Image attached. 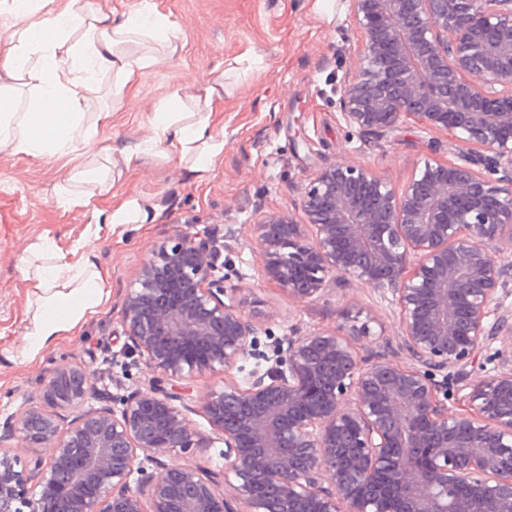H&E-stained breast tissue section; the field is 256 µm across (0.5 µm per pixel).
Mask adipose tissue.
<instances>
[{
    "label": "adipose tissue",
    "instance_id": "ef3b65f1",
    "mask_svg": "<svg viewBox=\"0 0 512 512\" xmlns=\"http://www.w3.org/2000/svg\"><path fill=\"white\" fill-rule=\"evenodd\" d=\"M50 0H0V16L10 30L0 44V68L18 78L30 95L28 109L12 111L15 88L0 84V148L31 156L80 153L93 140L110 112L87 114V93L99 77L112 78L113 93H122L138 71L164 58L179 30L175 20L159 13L145 0L135 14L117 16L95 11L81 0L69 9L52 12ZM198 108L178 112L157 105L148 119L144 140L122 147L107 146L87 157L72 182L60 184L59 201L69 209L90 212V237L101 240L120 233L127 224H149L157 215L139 197L129 195L109 209L97 208L95 192L109 191L113 169L131 172L149 155L177 154L187 171L201 179L224 149L212 122L215 108L224 101V79L217 76L197 95ZM59 111H50V103ZM94 185V192L73 190V183ZM22 275L35 307L31 329L21 357L34 362L82 324L107 301L105 279L95 248L65 245L54 239L33 243L21 260Z\"/></svg>",
    "mask_w": 512,
    "mask_h": 512
}]
</instances>
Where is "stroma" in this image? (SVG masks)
Wrapping results in <instances>:
<instances>
[{
	"label": "stroma",
	"instance_id": "obj_1",
	"mask_svg": "<svg viewBox=\"0 0 512 512\" xmlns=\"http://www.w3.org/2000/svg\"><path fill=\"white\" fill-rule=\"evenodd\" d=\"M157 11L177 21L174 54L164 64L141 71L122 95L111 79L92 93L94 109L112 114L100 126L89 151L123 145L148 132L151 107L182 102L200 85L199 73L225 72L224 151L207 177H183L173 157H146L132 173L115 178L99 204L109 208L130 194L159 206L154 223L126 225L122 234L97 241L106 273L107 304L75 336L60 340L31 364L18 353L30 330L28 293L21 259L41 237L83 240L87 220L58 203L57 185L77 165L68 155H16L0 149V424L36 403L41 380L57 365L73 362L94 375V406L109 405L147 390L151 370L127 346L122 312L126 289L144 258L175 235L214 242L218 272L239 309L258 328L256 353L236 369L210 373L190 385L184 398L196 435L188 453L172 463L224 465V442L209 423L203 396L220 391L225 380L245 383L266 370L273 344L288 336L372 320L373 348H397V307L392 295L342 280L323 296L290 302L262 277L254 243L257 213L297 214L299 191L325 168L341 162L371 167L403 185L426 159L458 163L452 133L406 119L393 134L372 139L347 126L340 114V89L355 62L358 34L346 0H152Z\"/></svg>",
	"mask_w": 512,
	"mask_h": 512
}]
</instances>
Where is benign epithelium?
I'll return each instance as SVG.
<instances>
[{"instance_id": "7a95c632", "label": "benign epithelium", "mask_w": 512, "mask_h": 512, "mask_svg": "<svg viewBox=\"0 0 512 512\" xmlns=\"http://www.w3.org/2000/svg\"><path fill=\"white\" fill-rule=\"evenodd\" d=\"M348 9L359 44L346 125L382 138L413 116L453 130L460 162L428 159L401 188L327 168L302 192L304 220L261 217L256 245L263 278L292 301L337 279L391 293L408 360L367 347L368 321L290 336L271 367L206 395L224 469L169 463L195 436L181 390L252 355L257 335L210 244L181 234L126 289L123 332L155 372L148 391L91 407L93 374L53 369L41 406L6 424L3 437L48 453L23 466L0 448V512H512V0ZM445 383L466 408L440 398Z\"/></svg>"}]
</instances>
